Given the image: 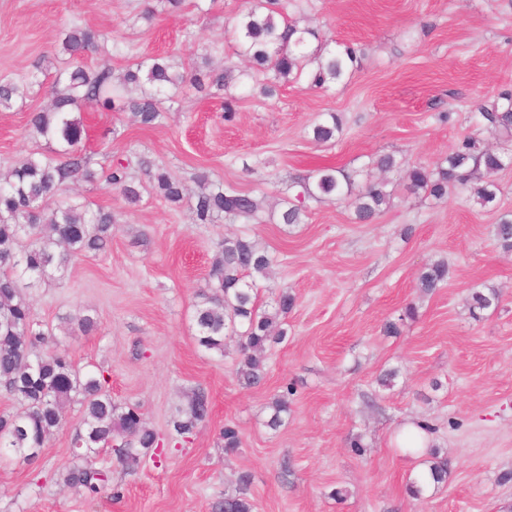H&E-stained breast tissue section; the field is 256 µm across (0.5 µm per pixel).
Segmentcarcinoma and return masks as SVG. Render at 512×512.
I'll return each mask as SVG.
<instances>
[{
  "label": "carcinoma",
  "mask_w": 512,
  "mask_h": 512,
  "mask_svg": "<svg viewBox=\"0 0 512 512\" xmlns=\"http://www.w3.org/2000/svg\"><path fill=\"white\" fill-rule=\"evenodd\" d=\"M281 0H250L239 15L236 55L259 66H268L274 79L301 82L309 87L328 89L343 83L359 63L360 51L350 45L333 50L318 46L308 50L309 38L317 32L288 19ZM108 36L90 28L74 27L64 32L62 48L72 58H82L99 51ZM247 75L237 66H224L200 75L193 58L174 62L164 57L146 58L115 76L104 61L94 67L66 65L56 71L46 91L50 109L36 112L29 121L31 132L56 143L55 155H29L8 175H0V390L20 404V410L0 414V452L21 462L38 459L41 449L65 425L64 410L73 402L80 404V415L71 441L75 464L62 474L63 482L85 488L89 495L106 493L109 476L96 468L100 451L108 448L119 462L138 463L158 447L157 434L149 429L136 405H121L106 390L103 372L83 370L71 359L68 349L50 342V333L33 322L30 307L21 288H33L51 271H64L90 252H104L112 240L116 215L110 210L90 209L69 198L60 199L70 184L93 182L96 172L77 147L84 133L81 117L75 110L107 108L129 112L142 127H154L163 119L162 97H173L189 83L208 95L224 98V117L236 111L235 99L223 97L230 82ZM27 96V85L0 76V108L10 109ZM478 128L468 133L453 152L430 168L418 164L404 169L403 187L409 193L423 191L441 199L452 189L469 190L480 207L497 206L498 172L512 168V92H500L479 104L474 112ZM343 131L341 118L334 112L314 125L313 139L327 143ZM488 132L497 139L491 147L480 137ZM137 165L147 177L152 191L165 202L179 205L186 199L182 182L166 167L144 156ZM402 162L391 154L371 158L368 168L381 173L399 169ZM128 166L114 161L106 183L120 187L130 203L140 200V191L127 182ZM203 186L190 208L199 224H213L220 219L230 223L250 219L260 210V200L246 192L221 183H210L201 176ZM299 191L285 200L279 220L292 225L302 222L305 202L340 201L355 197V216L360 224H370L384 213L395 188L384 177L366 173L359 180L341 168L324 166L307 177L293 182ZM497 244L512 250V214L500 217L494 225ZM273 263L266 248L246 233L224 238L221 256L207 275V290L199 294L193 321L198 344L224 354L226 336L240 337V360L237 373L246 385L259 383L264 376V351L272 342L285 338L284 331L274 332L276 322L295 306V297L283 291L270 311H259L257 288L251 278L266 274ZM448 277L443 260L423 267L416 288L431 294L442 287ZM499 300L496 289L485 294H471L469 311L477 319ZM416 308L409 304L395 320L384 324L388 335L400 333L407 319L415 318ZM70 333H88L97 327L89 316L66 317ZM212 402L205 389L198 387L186 404L177 409L172 426L179 435L193 432L211 414ZM272 414L267 426L273 430L284 423L288 400L278 397L271 402ZM224 451L233 453L241 446V437L232 424L221 432ZM431 459L429 474L439 484L448 476V460L439 457L435 448L426 449ZM252 475L248 471L237 477V488L224 494L216 512H256L248 496Z\"/></svg>",
  "instance_id": "obj_1"
}]
</instances>
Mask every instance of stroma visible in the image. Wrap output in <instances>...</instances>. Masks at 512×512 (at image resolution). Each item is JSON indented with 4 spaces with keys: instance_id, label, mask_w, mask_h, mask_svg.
I'll return each instance as SVG.
<instances>
[{
    "instance_id": "1",
    "label": "stroma",
    "mask_w": 512,
    "mask_h": 512,
    "mask_svg": "<svg viewBox=\"0 0 512 512\" xmlns=\"http://www.w3.org/2000/svg\"><path fill=\"white\" fill-rule=\"evenodd\" d=\"M247 0H0V75L27 83L32 72L52 79L65 60L62 32H110L117 50L91 57L114 72L151 56H233L237 15ZM154 9L145 20V9ZM287 13L315 28L329 48L351 45L361 60L343 83L311 90L276 83L252 66L247 83L226 90L238 101L224 121L218 100L188 87L166 103L161 125L144 128L129 113L81 110L80 147L95 170L141 153L164 165L196 194L197 175L263 198L250 220L199 224L189 204L173 207L146 193L137 166L129 179L143 193L128 203L105 180L80 182L68 194L117 213L112 244L67 271L26 289L34 319L55 328L61 316L96 318L86 335L64 338L80 366L102 369L113 399L138 405L165 442L161 457L122 466L103 452L116 497L90 498L60 478L72 461L79 404L33 464L0 459V512H215L240 472L257 512H512V251L497 244L499 212H512V169L497 176L498 211L469 192L447 198L397 192L372 224L355 221L352 201L306 203L303 223L281 224L291 179L322 165L359 170L391 153L405 165H434L471 132L477 103L512 90V0H292ZM43 88L24 105L0 109V173L55 145L28 132L31 113L49 107ZM337 113L342 135L318 143L311 127ZM449 113L448 121L437 118ZM248 233L274 258L257 279L259 304L288 291L296 305L286 338L266 352L255 387L236 373L238 347L225 354L200 347L194 305L227 235ZM444 259L448 280L434 293L416 288L425 264ZM497 288L494 309L475 319L473 291ZM417 315L400 335L382 327L407 304ZM389 385H382L384 374ZM293 387L283 425L270 429L269 403ZM205 388L212 413L189 438L170 420L193 389ZM429 421L433 444L448 460V477L421 497L406 491L422 459L405 454L396 435ZM242 444L225 454V424ZM360 438L362 453L349 446Z\"/></svg>"
}]
</instances>
